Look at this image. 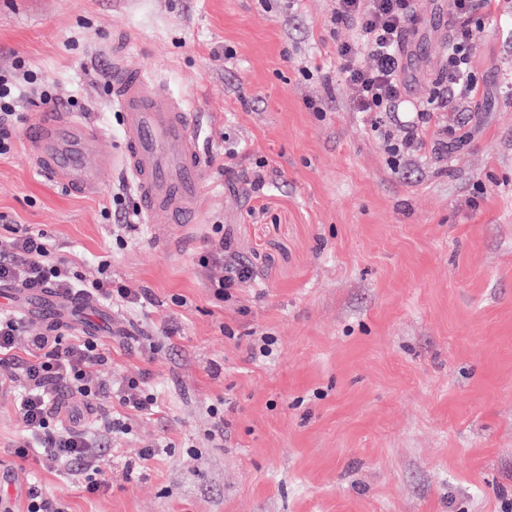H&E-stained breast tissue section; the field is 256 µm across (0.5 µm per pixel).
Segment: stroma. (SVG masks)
I'll return each instance as SVG.
<instances>
[{
  "mask_svg": "<svg viewBox=\"0 0 512 512\" xmlns=\"http://www.w3.org/2000/svg\"><path fill=\"white\" fill-rule=\"evenodd\" d=\"M336 0H0V69L25 60L121 148L108 81L115 42L188 99L213 161L202 221L159 241L122 237L106 206L137 204L117 172L97 193L46 179L20 140L0 157V238L47 235L83 285L146 288L142 306L73 314L64 341L93 338L111 385L146 375L153 410L102 451L104 484L15 455L0 393V466L65 512H512V5L471 30L480 94L435 114L427 145L392 167L369 116L352 111L337 48L357 34ZM409 93L426 100L448 14L423 0ZM265 162L263 190L214 158ZM223 225L257 278L217 299L203 266ZM180 328L166 337L167 322ZM277 352L254 359L252 340ZM224 409L226 441L208 410ZM153 446L143 459L145 446Z\"/></svg>",
  "mask_w": 512,
  "mask_h": 512,
  "instance_id": "stroma-1",
  "label": "stroma"
}]
</instances>
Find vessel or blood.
<instances>
[{"label": "vessel or blood", "instance_id": "vessel-or-blood-1", "mask_svg": "<svg viewBox=\"0 0 512 512\" xmlns=\"http://www.w3.org/2000/svg\"><path fill=\"white\" fill-rule=\"evenodd\" d=\"M112 102L120 114L119 153L102 151L101 128L66 112H41L25 132L33 160L51 180L80 192L99 188L101 174L119 166L129 177L147 218L164 215L169 224H196L202 216L208 158L184 99L173 96L164 79L144 70L123 46L113 52ZM63 302L42 297L27 312L57 318Z\"/></svg>", "mask_w": 512, "mask_h": 512}]
</instances>
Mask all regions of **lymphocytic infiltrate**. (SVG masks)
Masks as SVG:
<instances>
[{
  "instance_id": "lymphocytic-infiltrate-1",
  "label": "lymphocytic infiltrate",
  "mask_w": 512,
  "mask_h": 512,
  "mask_svg": "<svg viewBox=\"0 0 512 512\" xmlns=\"http://www.w3.org/2000/svg\"><path fill=\"white\" fill-rule=\"evenodd\" d=\"M499 0H448L450 36L443 75L419 112L420 124L412 125L402 139H394L385 118L395 111L406 92L402 44L417 20V0H336L332 23L356 29L359 39L338 49L340 72L351 92L352 111L370 115L389 151L410 153L425 145L424 122L448 104L464 105L475 99L478 83L472 73L471 25L475 16L491 9ZM52 83L25 70L16 61L12 70L0 71V156L14 151L19 140L17 119L23 105L53 104ZM208 261L219 268L210 280L214 295H229L252 279L248 262L232 252L224 239L211 245ZM0 284L14 285L35 297L46 290L62 296L80 294L74 276L55 245L44 234L23 229L0 240ZM24 330L17 314L0 312V389L16 392V409L21 438L16 455L26 458L30 449L43 451L44 462L53 468L62 464L79 470H99L98 439L116 437L127 428L116 419L96 418L94 431L77 428L83 409L117 398L132 412L152 410L155 397L148 393L144 377L128 378L119 390H112L94 376L95 366L106 357L97 342L80 340L63 343L55 331L31 337L26 359L15 355L16 338ZM73 401V426L58 423L55 406L60 396Z\"/></svg>"
}]
</instances>
